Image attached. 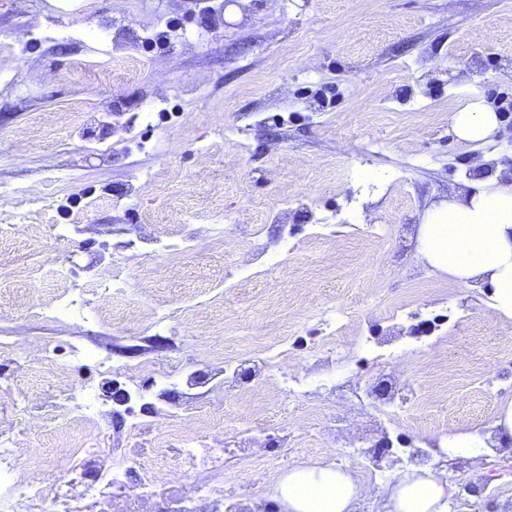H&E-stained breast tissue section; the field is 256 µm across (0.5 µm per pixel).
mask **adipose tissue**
<instances>
[{"mask_svg": "<svg viewBox=\"0 0 512 512\" xmlns=\"http://www.w3.org/2000/svg\"><path fill=\"white\" fill-rule=\"evenodd\" d=\"M457 139L483 144L501 129L499 115L476 92L452 112ZM417 252L432 269L458 284L488 285L494 309L512 317V183L490 177L430 208L419 229ZM455 473L420 472L399 478L383 512H448ZM360 487L344 470L330 466L289 469L267 495L288 512H354Z\"/></svg>", "mask_w": 512, "mask_h": 512, "instance_id": "ef3b65f1", "label": "adipose tissue"}]
</instances>
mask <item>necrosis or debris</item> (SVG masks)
Segmentation results:
<instances>
[{
  "label": "necrosis or debris",
  "instance_id": "1",
  "mask_svg": "<svg viewBox=\"0 0 512 512\" xmlns=\"http://www.w3.org/2000/svg\"><path fill=\"white\" fill-rule=\"evenodd\" d=\"M159 445L175 447L193 482L184 494H160L166 475L129 454L86 440L77 448L57 449L76 484L46 483L18 464L11 438L0 433V512H225L224 475L232 468L223 445L208 424L181 434L177 424L155 425Z\"/></svg>",
  "mask_w": 512,
  "mask_h": 512
}]
</instances>
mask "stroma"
I'll return each instance as SVG.
<instances>
[{
  "instance_id": "35a3bbf8",
  "label": "stroma",
  "mask_w": 512,
  "mask_h": 512,
  "mask_svg": "<svg viewBox=\"0 0 512 512\" xmlns=\"http://www.w3.org/2000/svg\"><path fill=\"white\" fill-rule=\"evenodd\" d=\"M0 0V418L37 477L52 449L98 437L187 482L151 433L114 429L107 380L159 390L154 421L211 422L225 447L245 430L277 466L224 475L244 499L297 465H330L380 414L338 400L327 380L409 384L395 434L485 439L512 402V318L488 288H464L416 252L424 212L467 182L512 174V141H457L448 115L467 89L512 103V0ZM181 22L165 46L146 35ZM125 279L112 288L113 272ZM74 314L49 316L58 298ZM343 308L337 331L319 310ZM170 315L154 323L156 310ZM402 317H394V310ZM439 320L415 353L325 360V338L351 349ZM287 339L273 382L224 386V359ZM52 355L55 366L44 365ZM204 369L213 380L185 385ZM91 390L78 426L65 383ZM456 512H512V443L464 452ZM485 485L467 496L466 483Z\"/></svg>"
}]
</instances>
